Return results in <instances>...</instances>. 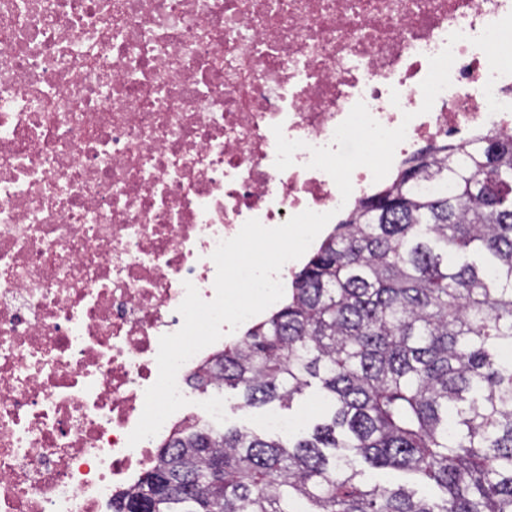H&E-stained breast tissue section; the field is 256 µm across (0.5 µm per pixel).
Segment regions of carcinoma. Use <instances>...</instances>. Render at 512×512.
I'll use <instances>...</instances> for the list:
<instances>
[{
	"label": "carcinoma",
	"instance_id": "obj_1",
	"mask_svg": "<svg viewBox=\"0 0 512 512\" xmlns=\"http://www.w3.org/2000/svg\"><path fill=\"white\" fill-rule=\"evenodd\" d=\"M512 135L427 150L362 202L207 376L247 407L313 381L288 445L181 425L116 512H512ZM406 484L370 485L358 461Z\"/></svg>",
	"mask_w": 512,
	"mask_h": 512
}]
</instances>
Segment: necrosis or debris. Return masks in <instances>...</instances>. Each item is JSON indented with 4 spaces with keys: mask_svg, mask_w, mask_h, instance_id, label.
I'll return each instance as SVG.
<instances>
[{
    "mask_svg": "<svg viewBox=\"0 0 512 512\" xmlns=\"http://www.w3.org/2000/svg\"><path fill=\"white\" fill-rule=\"evenodd\" d=\"M512 0H0V512H112L186 284L252 218L354 210L309 168L357 102L420 144L512 134V75L471 39ZM464 38L449 43L450 34ZM451 84L421 113L430 56ZM492 85L504 111L490 112ZM413 113L404 122V113ZM302 142L275 166L274 125Z\"/></svg>",
    "mask_w": 512,
    "mask_h": 512,
    "instance_id": "1",
    "label": "necrosis or debris"
}]
</instances>
